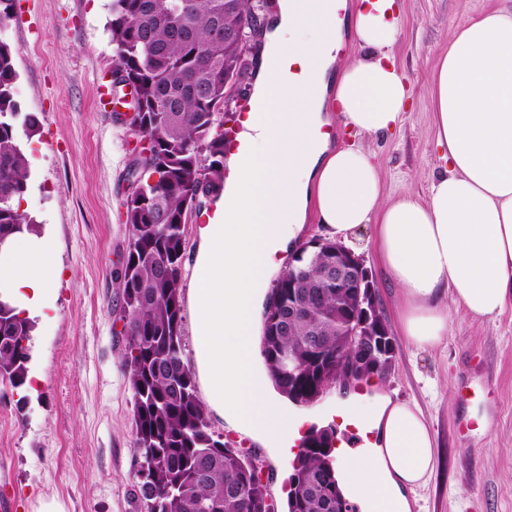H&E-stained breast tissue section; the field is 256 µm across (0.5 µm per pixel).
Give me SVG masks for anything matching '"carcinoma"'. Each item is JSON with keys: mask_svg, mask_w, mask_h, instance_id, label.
Instances as JSON below:
<instances>
[{"mask_svg": "<svg viewBox=\"0 0 512 512\" xmlns=\"http://www.w3.org/2000/svg\"><path fill=\"white\" fill-rule=\"evenodd\" d=\"M113 72L139 100L133 124L147 152L126 173L129 242L120 274L123 366L134 391L138 512H267L265 486L249 457L210 430L184 358L180 279L188 215L224 188V103L242 84L249 36L260 32L252 0H112ZM13 47L0 40V240L37 231L20 210L28 159L20 138L38 121H18ZM336 241L301 248L277 280L264 312L261 348L269 378L296 404L330 384L338 341L355 332L365 366L383 369L395 350L357 330L368 289L323 281ZM33 323L0 304V377L25 384ZM326 432L305 441L291 475L287 512H336V478Z\"/></svg>", "mask_w": 512, "mask_h": 512, "instance_id": "cac0c4a2", "label": "carcinoma"}]
</instances>
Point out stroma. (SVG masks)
<instances>
[{"label": "stroma", "instance_id": "stroma-1", "mask_svg": "<svg viewBox=\"0 0 512 512\" xmlns=\"http://www.w3.org/2000/svg\"><path fill=\"white\" fill-rule=\"evenodd\" d=\"M401 35L392 53L410 91L393 132L360 135L334 121L333 146L375 155L384 194L425 200L440 164L428 85L448 36L499 0H399ZM111 0H15L0 39L15 50L14 96L37 116L22 139L29 163L20 209L54 241L60 271L53 319L34 320L29 375L38 387L0 393V506L34 512L57 496L67 512H136L133 390L122 356L117 273L128 245L124 176L137 139L125 88L112 111L96 106V84L112 71ZM376 284L394 337L381 385L423 409L437 447L434 477L420 492L424 512H512V305L494 320L448 311L442 344L415 351L399 334L395 291L375 257L374 227L353 239ZM212 431L264 466V485L285 506L291 458L209 415Z\"/></svg>", "mask_w": 512, "mask_h": 512}]
</instances>
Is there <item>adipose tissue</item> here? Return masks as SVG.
Returning a JSON list of instances; mask_svg holds the SVG:
<instances>
[{
  "instance_id": "obj_1",
  "label": "adipose tissue",
  "mask_w": 512,
  "mask_h": 512,
  "mask_svg": "<svg viewBox=\"0 0 512 512\" xmlns=\"http://www.w3.org/2000/svg\"><path fill=\"white\" fill-rule=\"evenodd\" d=\"M336 9V0H273L253 110L238 133L247 150L228 158L189 294L194 363L210 409L278 449L302 421L268 390L255 326L277 258L308 216L342 243L374 225L377 262L415 350L442 342L449 308L492 320L512 303V0L457 26L432 67L444 167L423 203L385 200L371 154L332 148L321 133L336 115L357 132L388 133L410 99L391 54L400 36L396 0H360L343 26ZM347 32L361 54L341 64L334 50ZM288 57L301 68V85L283 77ZM51 253L48 238L32 233L0 247V297L23 316L44 320L53 308ZM347 410L370 423L376 442L335 450L345 498L361 512H411L436 463L421 408L380 395Z\"/></svg>"
}]
</instances>
